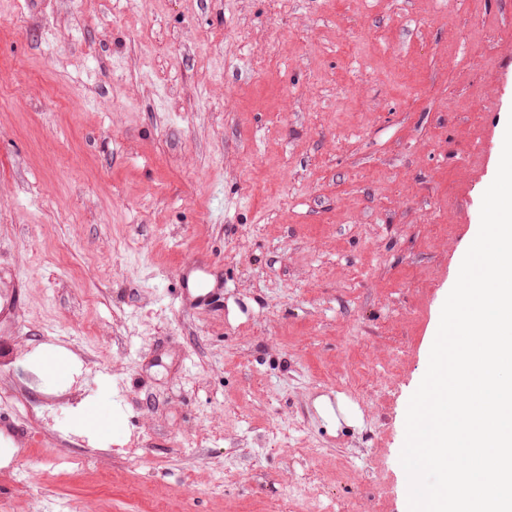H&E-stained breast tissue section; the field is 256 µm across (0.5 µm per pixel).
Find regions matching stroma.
Here are the masks:
<instances>
[{
	"label": "stroma",
	"instance_id": "stroma-1",
	"mask_svg": "<svg viewBox=\"0 0 512 512\" xmlns=\"http://www.w3.org/2000/svg\"><path fill=\"white\" fill-rule=\"evenodd\" d=\"M510 113L512 0H0V512H408ZM211 266L207 263L188 262L178 273L181 293L186 300L192 297L194 301L206 302L213 295L215 288L212 280ZM26 366L44 380L66 385L73 380L75 362L66 350L57 349L28 357ZM73 421L83 429L92 442H111L112 426L115 425L111 409L104 406L93 407L82 401L73 408Z\"/></svg>",
	"mask_w": 512,
	"mask_h": 512
}]
</instances>
